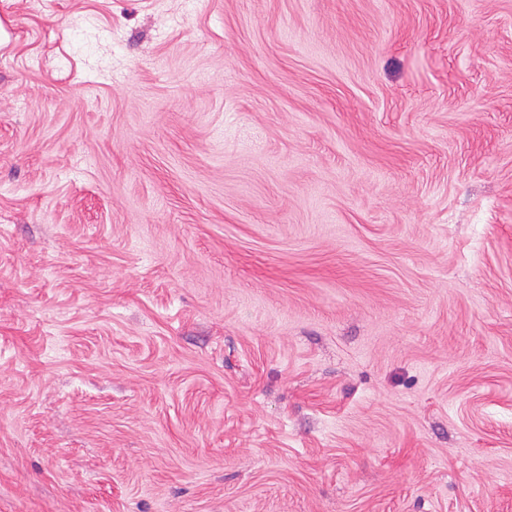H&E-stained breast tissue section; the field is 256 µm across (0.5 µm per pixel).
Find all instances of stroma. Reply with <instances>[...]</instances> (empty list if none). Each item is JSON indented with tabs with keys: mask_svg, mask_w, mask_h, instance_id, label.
I'll use <instances>...</instances> for the list:
<instances>
[{
	"mask_svg": "<svg viewBox=\"0 0 512 512\" xmlns=\"http://www.w3.org/2000/svg\"><path fill=\"white\" fill-rule=\"evenodd\" d=\"M0 512H512V0H0Z\"/></svg>",
	"mask_w": 512,
	"mask_h": 512,
	"instance_id": "obj_1",
	"label": "stroma"
}]
</instances>
